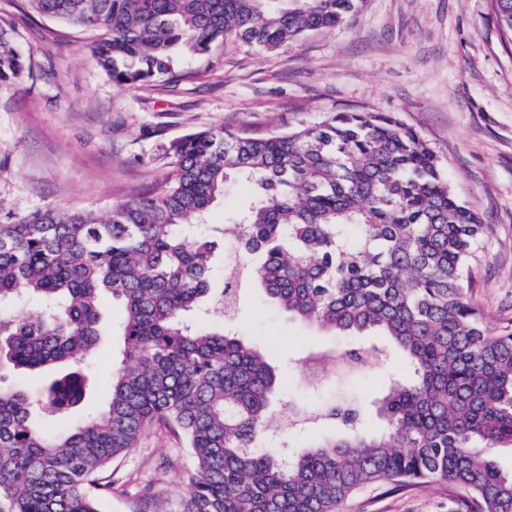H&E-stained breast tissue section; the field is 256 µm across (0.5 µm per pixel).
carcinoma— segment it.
Here are the masks:
<instances>
[{
  "label": "carcinoma",
  "instance_id": "1",
  "mask_svg": "<svg viewBox=\"0 0 512 512\" xmlns=\"http://www.w3.org/2000/svg\"><path fill=\"white\" fill-rule=\"evenodd\" d=\"M29 13L95 33L113 82L171 72L174 54L230 34L266 51L333 28L361 0H24ZM512 41V0H492ZM14 29L0 24V81L24 76ZM166 182L107 214L46 209L0 223V306L25 295L36 314L0 310V371L70 370L42 398L0 387V512H101L97 475L156 422L191 449L180 512H338L372 484L443 483L456 512H512V325L489 330L471 298L490 233L448 185L433 149L396 119L334 112L267 136L202 130L172 145ZM248 206L226 218L242 262L215 281L205 223L228 184ZM257 283L288 318L364 337L340 353L358 367L398 358L377 401V430L355 408H289L308 442L264 447L278 377L243 336L202 325L232 319ZM124 352L105 407L65 432L47 422L85 397L109 301Z\"/></svg>",
  "mask_w": 512,
  "mask_h": 512
}]
</instances>
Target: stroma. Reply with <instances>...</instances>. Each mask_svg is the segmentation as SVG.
I'll use <instances>...</instances> for the list:
<instances>
[{"label": "stroma", "instance_id": "35a3bbf8", "mask_svg": "<svg viewBox=\"0 0 512 512\" xmlns=\"http://www.w3.org/2000/svg\"><path fill=\"white\" fill-rule=\"evenodd\" d=\"M0 19L30 67L21 80L0 83V221L51 207L109 212L162 184L173 169L172 144L195 131L264 135L332 112H382L434 149L451 187L491 226L474 300L489 328L512 322V43L492 0H363L342 25L279 50L228 40L136 86L109 79L79 29L30 16L19 0H0ZM120 317L119 305H109L86 371V403L52 430L106 405L123 349ZM234 328L270 356L284 403L352 398L370 413L389 383L386 363L357 372L331 364L323 379L310 380L307 357L351 340L287 319L261 290L244 295ZM193 469L183 440L154 424L100 473L112 487L103 512H179ZM453 510L437 482L368 487L339 508Z\"/></svg>", "mask_w": 512, "mask_h": 512}]
</instances>
